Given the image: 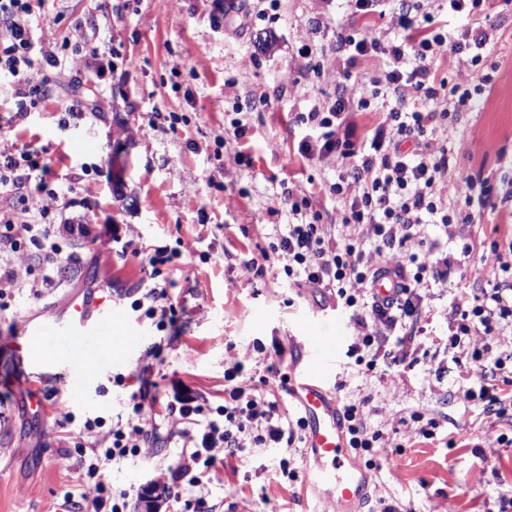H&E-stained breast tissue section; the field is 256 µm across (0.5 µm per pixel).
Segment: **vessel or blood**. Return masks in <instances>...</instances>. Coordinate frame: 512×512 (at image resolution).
<instances>
[{
	"label": "vessel or blood",
	"instance_id": "vessel-or-blood-1",
	"mask_svg": "<svg viewBox=\"0 0 512 512\" xmlns=\"http://www.w3.org/2000/svg\"><path fill=\"white\" fill-rule=\"evenodd\" d=\"M308 348L302 351L301 380L291 390L298 400L305 420V453L307 488L327 504H335L337 512H365L371 499L370 475L350 458L342 411L333 400L327 379L336 363L338 337L320 335L318 317L302 320ZM122 336V352H130L139 344L138 332L127 328L111 285L99 282L71 295L55 310L52 319H24L13 350L28 368V379L40 383L47 379L53 364L71 352L84 355L74 366L69 382V397L83 392L85 380L95 377L105 364L104 351L113 332ZM56 338L54 350H46V334Z\"/></svg>",
	"mask_w": 512,
	"mask_h": 512
}]
</instances>
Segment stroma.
Segmentation results:
<instances>
[{"mask_svg":"<svg viewBox=\"0 0 512 512\" xmlns=\"http://www.w3.org/2000/svg\"><path fill=\"white\" fill-rule=\"evenodd\" d=\"M43 11L44 26L70 51L86 40L98 45L104 75L52 91L25 119L0 112V139L49 165L48 181L70 188L66 215L85 216L88 227L85 236L62 241L69 260L54 288L38 297L12 288L0 299V512H71L66 498L79 492L76 469L56 461L67 433L28 411L25 389L4 384L18 368L10 345L21 322L50 318L68 293L94 281L133 292L149 277L139 253L158 246L181 253L163 270L173 283L176 326L160 331L125 309L141 342L87 382L71 404L75 417L119 411L125 392L113 375L146 367L159 397L185 387L221 405L225 367L241 362L265 375L280 347L288 381L271 379L266 392L300 416L286 391L297 383L299 320L332 298L258 274L254 261L277 225L292 221L276 203L287 187L310 200L332 237L365 234V227L339 225L329 191L339 167L299 154L306 130L294 118L334 100L346 83L369 93L384 66V59L353 61L337 50L338 30L394 32L390 16L357 11L353 0H48ZM486 13L495 35L493 87L475 111L461 112L447 140L462 176L453 187L460 197L468 192L464 174L479 168L498 183L499 156L512 157V10L488 0ZM261 36L272 40L270 50L259 46ZM307 41L317 55L301 54ZM131 58L136 67H128ZM74 99L84 106L77 115L69 110ZM238 124L244 137L233 134ZM499 220L487 210L471 224L423 225L419 237L455 253L471 245L465 283L478 288L493 276L481 258ZM115 224L118 243L109 231ZM452 295L448 284L432 288L421 348L398 367L358 365L347 320L337 319L344 339L330 392L339 403H363L368 428L381 435L377 457L399 464L393 475L372 469L368 512L391 505L399 512H512V414L485 413L468 396L472 372L448 346ZM415 411L437 420L433 438L410 421ZM179 452L178 439L160 440L149 458L108 468V478L117 488L144 487ZM304 453L298 441L284 456L261 448L228 460L220 470L223 512H336L306 489ZM283 457L294 477L282 475Z\"/></svg>","mask_w":512,"mask_h":512,"instance_id":"35a3bbf8","label":"stroma"}]
</instances>
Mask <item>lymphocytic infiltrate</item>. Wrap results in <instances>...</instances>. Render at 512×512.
I'll return each mask as SVG.
<instances>
[{
    "label": "lymphocytic infiltrate",
    "instance_id": "obj_1",
    "mask_svg": "<svg viewBox=\"0 0 512 512\" xmlns=\"http://www.w3.org/2000/svg\"><path fill=\"white\" fill-rule=\"evenodd\" d=\"M484 0H448L453 14L467 15L468 27L455 30L434 26L430 14L421 12L416 0H355L358 9L393 12L400 34L382 39L368 34L338 33L336 40L352 57L385 56L386 64L374 81L371 96L341 93L335 100L308 112L298 113L297 124L315 132V139H302L301 155L333 156L343 172L330 187L342 204V224L370 229L367 237H329L321 215L308 198L284 191L281 204L295 216L294 224L271 242V254L282 263L289 284L316 288L334 297L336 308L349 318L356 341L353 352L386 354L399 364L414 357L420 344L422 324L430 312L431 288L454 280L464 281V260L471 253L463 247L453 254L437 246L425 254L412 253L425 221L447 225L456 217L472 223L473 209H512V176L501 177L493 187L482 171L466 175L470 188L464 200L452 196L456 180L454 156L447 147H433L444 121L456 120L460 110H473L480 97L493 86L485 52L491 35L483 20ZM40 19L32 0H0V23L7 38L0 41V84H6L16 101L17 116H27L47 97L50 86L40 78L43 66L66 69L54 38L35 40L33 27ZM456 60L472 71L468 85L454 83L448 89L435 84L436 65L442 58ZM447 94L448 107L431 109L430 103ZM393 99L382 114L372 138L356 135L351 117L369 109L372 99ZM37 162L29 150L0 147V194L30 182ZM67 191L58 186L47 199L27 202L30 218L18 223L0 212V289L18 286L15 262L30 253L39 274L28 281L32 292L49 287L52 274L65 256L57 236V215L50 205ZM174 251L158 247L148 254L153 286L141 289L131 303L133 311L154 320L163 330L176 320L168 291L159 283L162 265ZM494 279L480 293L457 288L451 303L455 330L450 343L459 359L474 366L478 399L486 413L504 411L506 389L512 385V347L472 349L463 338L471 332L501 334L512 331V239L494 243L486 258ZM395 275V296L381 301L373 293L376 281ZM223 405L210 406L207 398L189 390L164 400L154 393V383L141 378L137 389L125 395L123 416L109 421L103 416L86 419L81 431L72 433L70 447L59 450L60 465L78 461V474L85 490L74 502L75 512H138L141 497L130 489H114L105 470L148 455L158 442L149 410L158 416L176 418V437L182 451L176 464L163 473V489L171 512H215L212 489L220 484L219 463L239 457L251 448H279L292 443L304 420H290L278 402L268 400L254 378L243 375L242 363L224 370Z\"/></svg>",
    "mask_w": 512,
    "mask_h": 512
}]
</instances>
